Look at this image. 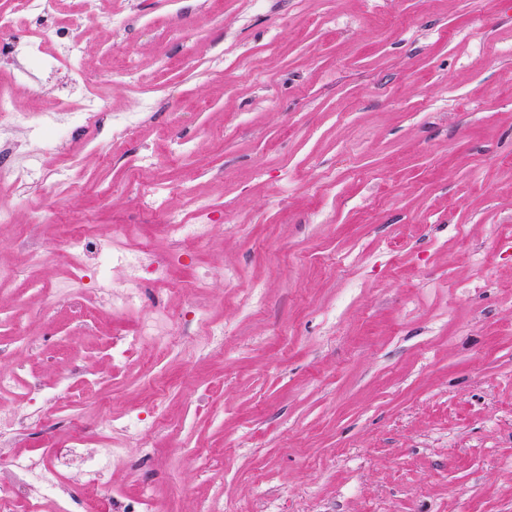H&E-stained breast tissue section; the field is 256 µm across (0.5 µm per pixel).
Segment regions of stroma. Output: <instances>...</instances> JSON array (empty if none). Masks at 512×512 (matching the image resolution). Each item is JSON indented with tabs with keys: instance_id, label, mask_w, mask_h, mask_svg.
<instances>
[{
	"instance_id": "obj_1",
	"label": "stroma",
	"mask_w": 512,
	"mask_h": 512,
	"mask_svg": "<svg viewBox=\"0 0 512 512\" xmlns=\"http://www.w3.org/2000/svg\"><path fill=\"white\" fill-rule=\"evenodd\" d=\"M82 59L113 113L159 100L131 134L75 131L85 176L0 182V308L37 340L21 365L98 379L78 414L156 411L147 439L113 434L118 504L151 487L168 512H512V0H132ZM138 80L124 79L125 61ZM0 68L25 112L53 104ZM167 160L216 212L175 278L223 339L188 323L163 360L119 369L76 310L29 288L66 281L17 248L31 212L46 251L77 231L175 248L133 203L127 163ZM192 449L193 460L176 454Z\"/></svg>"
}]
</instances>
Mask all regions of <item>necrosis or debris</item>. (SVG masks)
Masks as SVG:
<instances>
[{"label":"necrosis or debris","mask_w":512,"mask_h":512,"mask_svg":"<svg viewBox=\"0 0 512 512\" xmlns=\"http://www.w3.org/2000/svg\"><path fill=\"white\" fill-rule=\"evenodd\" d=\"M106 0H78L72 14L59 19L58 0H12L10 10H0V58L16 66L18 82L34 81L39 70L62 73L71 91L59 95L56 115L46 118L33 112L21 111L13 98L0 94V126L6 136L0 137V178L17 183L34 179L28 164L32 151L27 144L15 140L13 131L34 126L42 127L40 140L44 155L60 149L64 132L73 129L99 131L105 105L91 89L82 61L83 42L89 28L104 20L122 23L123 12L106 7ZM135 199L161 218L160 233L177 243V250L163 256L154 255L150 241L137 246L123 243L122 228H114L108 244H96L90 235L79 233L65 240L57 256L63 259L71 274L70 289L50 288L32 283V290L45 303L65 299L74 301L82 310L78 330L96 326L102 305L135 309L140 300L138 287L143 282L167 289L185 297L205 287L206 273H198L193 286L175 280L174 269L181 265L186 251L201 246L209 226L202 210H194L192 220L167 210L158 199V184L142 181ZM94 282L95 292H88L87 282ZM190 318L196 322L208 319L205 310L184 306L182 311H164L140 320L135 326L113 330L108 349L110 361H124L137 353L141 344H151L163 353L173 346L174 322ZM20 398L21 404L12 414L0 415V512H43L44 500H52L54 512H113L110 476L120 455L112 448L111 430L98 434L85 432L80 423L69 417H56L55 428L68 429L64 442L54 435H46L43 452L34 454L20 451L19 445L28 440L35 417L64 402L76 401L69 378H61L49 385L42 380L16 370L0 374V395ZM80 463L82 475L76 486L64 485L62 479L72 463Z\"/></svg>","instance_id":"necrosis-or-debris-1"}]
</instances>
